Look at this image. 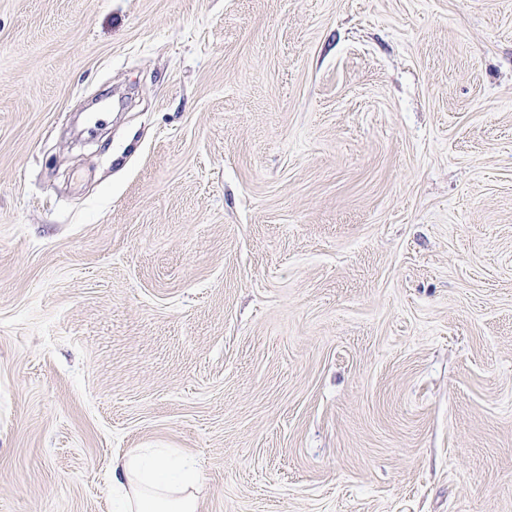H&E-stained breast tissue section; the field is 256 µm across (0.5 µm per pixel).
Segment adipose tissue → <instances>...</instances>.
Wrapping results in <instances>:
<instances>
[{
	"mask_svg": "<svg viewBox=\"0 0 512 512\" xmlns=\"http://www.w3.org/2000/svg\"><path fill=\"white\" fill-rule=\"evenodd\" d=\"M202 473L175 451L132 453L112 463L119 512H198Z\"/></svg>",
	"mask_w": 512,
	"mask_h": 512,
	"instance_id": "ef3b65f1",
	"label": "adipose tissue"
}]
</instances>
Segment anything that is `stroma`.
<instances>
[{
  "label": "stroma",
  "mask_w": 512,
  "mask_h": 512,
  "mask_svg": "<svg viewBox=\"0 0 512 512\" xmlns=\"http://www.w3.org/2000/svg\"><path fill=\"white\" fill-rule=\"evenodd\" d=\"M512 512V0H0V512ZM204 482L194 462L176 451L131 453L112 461L119 512H198Z\"/></svg>",
  "instance_id": "obj_1"
}]
</instances>
